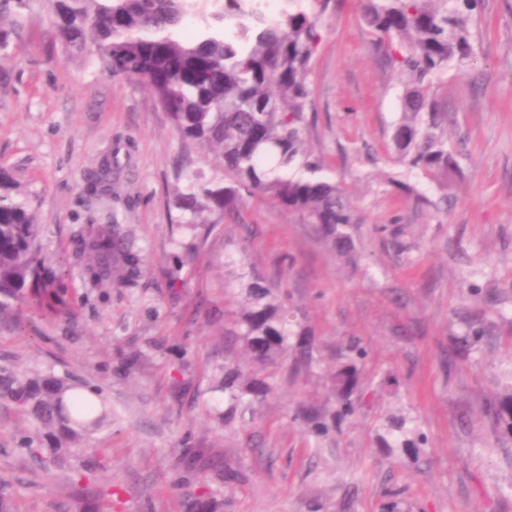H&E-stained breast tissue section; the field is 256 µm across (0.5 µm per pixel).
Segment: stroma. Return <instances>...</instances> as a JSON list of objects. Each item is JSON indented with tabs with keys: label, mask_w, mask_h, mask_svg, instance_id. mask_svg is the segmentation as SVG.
Returning a JSON list of instances; mask_svg holds the SVG:
<instances>
[{
	"label": "stroma",
	"mask_w": 512,
	"mask_h": 512,
	"mask_svg": "<svg viewBox=\"0 0 512 512\" xmlns=\"http://www.w3.org/2000/svg\"><path fill=\"white\" fill-rule=\"evenodd\" d=\"M320 23L309 142L353 203V264L270 201L210 216L205 233L178 223L189 175L223 180L214 152L184 151L141 83L109 76L92 55L67 56L44 0L24 11L0 69V171L31 201L48 252L68 257L80 225L115 223L143 268L134 287L103 294L72 263L58 265L85 298L73 318L0 334V365L77 376L112 405L111 426L90 442L107 449L108 468L80 488L18 450L30 424L0 411V482L20 512H82L108 486L119 493L112 512H185L205 488L223 512H512V437L484 416L512 384V0H482L477 63L448 72V139L462 173L445 186L392 160L402 79L357 0H340ZM252 274L286 295L316 360L264 370L268 400L227 423L212 386L225 365L252 369L226 336ZM481 298L498 300L497 312L487 335L459 351L456 320L477 314ZM353 341L366 351L359 410L317 434L299 413H333L330 373ZM393 418L403 432L389 431ZM418 436L420 449L405 447ZM189 447L238 480L201 466L176 487Z\"/></svg>",
	"instance_id": "stroma-1"
}]
</instances>
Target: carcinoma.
Instances as JSON below:
<instances>
[{"label": "carcinoma", "instance_id": "1", "mask_svg": "<svg viewBox=\"0 0 512 512\" xmlns=\"http://www.w3.org/2000/svg\"><path fill=\"white\" fill-rule=\"evenodd\" d=\"M288 8L267 15L262 0H48V22L65 52L94 51L104 72L146 85L167 112L186 150L219 149L224 180L188 179L178 194L179 222L202 224L206 214L233 213L247 198L270 200L314 226L330 249L353 260L350 228L356 215L348 193L327 176L307 143L311 106L309 76L323 39L320 17L337 0H287ZM363 21L380 35L383 59L406 76L400 116L391 143L393 160L448 181L459 172L458 150L448 142L453 116L440 95L448 70L475 60L474 38L481 0H360ZM29 0H0V62L10 58L12 31L4 20L18 16ZM187 18L196 21L183 29ZM296 167L298 176H281ZM84 258L83 281L103 293L130 288L140 258L120 238L115 224H83L74 235ZM247 305L235 314L232 335L260 370L293 355L294 367L315 361L308 341L291 342L292 315L264 278L245 286ZM76 292L49 265L42 225L29 203L18 197L0 172V330L21 331L25 323L71 316ZM336 365L331 388L342 418L355 413L352 396L364 377L365 350L347 347ZM74 377L0 367V408L28 419L34 431L20 435L17 448L44 470L65 469L83 480L104 470L84 448L93 433L112 420L99 390L98 402ZM270 384L229 366L224 373L227 415L263 403ZM488 415L512 433V387ZM204 448L183 449L178 463L192 474ZM210 494L195 498L189 512H221Z\"/></svg>", "mask_w": 512, "mask_h": 512}]
</instances>
